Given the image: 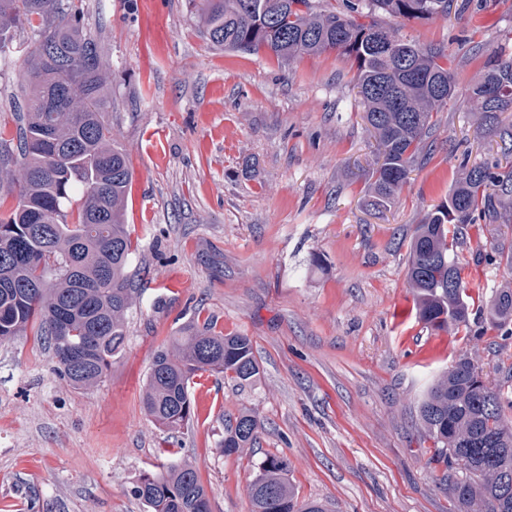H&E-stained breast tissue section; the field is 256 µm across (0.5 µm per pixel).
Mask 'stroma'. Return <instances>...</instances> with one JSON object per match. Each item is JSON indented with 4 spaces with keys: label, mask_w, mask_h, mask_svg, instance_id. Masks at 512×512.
Here are the masks:
<instances>
[{
    "label": "stroma",
    "mask_w": 512,
    "mask_h": 512,
    "mask_svg": "<svg viewBox=\"0 0 512 512\" xmlns=\"http://www.w3.org/2000/svg\"><path fill=\"white\" fill-rule=\"evenodd\" d=\"M454 3L444 20H376L443 44L464 88L495 54H512V0ZM86 4L109 64L106 118L133 172L130 271L148 286L95 389L71 387L35 336L0 343V512H146L130 489L162 446L197 468L212 512H251V464L270 454L287 460L298 499L333 512H450L417 406L459 354L492 383L512 374V325L428 331L407 257L461 162L500 156L475 112L449 100L426 159L379 212L366 204L377 145L347 59L284 64L214 47L186 0ZM510 249L512 224L469 226L459 262L483 298L512 286ZM196 315L249 336L261 374L245 389L196 379L191 426L169 432L140 395L154 352ZM245 408L264 429L254 448L224 455L222 419Z\"/></svg>",
    "instance_id": "35a3bbf8"
}]
</instances>
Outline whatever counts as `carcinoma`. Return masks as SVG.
<instances>
[{"label": "carcinoma", "mask_w": 512, "mask_h": 512, "mask_svg": "<svg viewBox=\"0 0 512 512\" xmlns=\"http://www.w3.org/2000/svg\"><path fill=\"white\" fill-rule=\"evenodd\" d=\"M85 0H0V70L23 62L28 91L15 127L0 118V342L33 332L48 340L61 376L75 389L100 385L112 358L125 347V320L138 290L128 268L133 245L124 211L132 170L105 120L107 68L96 39L81 25ZM188 0L201 34L231 51H267L288 63L335 51L351 62L364 119L382 151L369 187L370 205L394 204L409 171L428 146L433 113L456 95L446 48L398 38L359 14L402 20L446 19L452 0ZM29 40L14 41L16 29ZM464 95L478 113V128L499 138L504 162L463 167L448 199L416 225L407 277L416 316L439 333L470 325L475 300L462 276L457 251L471 224H504L512 211V55L488 64ZM483 322L501 329L512 322V289L502 288L480 308ZM221 375L238 386L260 376L253 343L226 335L196 316L183 322L152 359L141 403L161 428L187 427L195 416L194 378ZM419 423L453 512H512V419L503 385L491 384L466 354L428 387ZM263 428L244 409L224 423L217 448L240 455ZM165 462L144 471L132 492L148 512H211L197 469L172 448ZM251 512H327L325 504L298 501L288 466L277 455L254 465Z\"/></svg>", "instance_id": "obj_1"}]
</instances>
